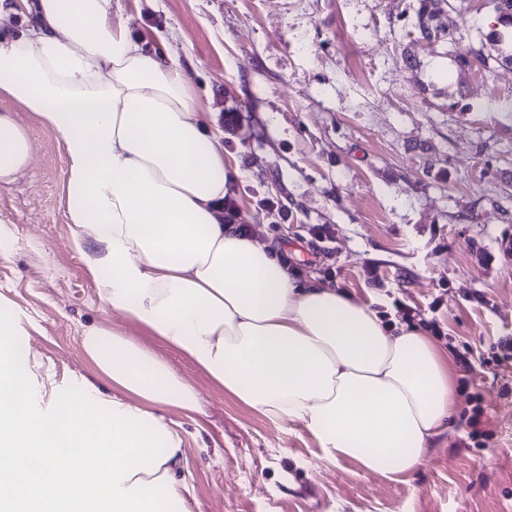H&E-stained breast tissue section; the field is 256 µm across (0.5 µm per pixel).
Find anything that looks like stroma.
I'll list each match as a JSON object with an SVG mask.
<instances>
[{"mask_svg": "<svg viewBox=\"0 0 512 512\" xmlns=\"http://www.w3.org/2000/svg\"><path fill=\"white\" fill-rule=\"evenodd\" d=\"M133 34L165 37L204 103L230 165L243 224H262L303 275L400 321L396 304L434 321L454 363L460 409L479 397L492 438L463 448L454 423L410 472L387 478L326 459L300 423L278 427L226 395L178 351L112 312L64 214V159L29 113L0 99L35 145L32 168L0 186V311L35 384L77 391L92 367L87 327L138 337L198 395L181 423L185 512H512V392L484 367L512 336V69L458 67L486 55L493 0H451L460 45L404 50L414 0H120ZM237 120L226 125L225 112ZM326 229L321 243L313 228Z\"/></svg>", "mask_w": 512, "mask_h": 512, "instance_id": "35a3bbf8", "label": "stroma"}]
</instances>
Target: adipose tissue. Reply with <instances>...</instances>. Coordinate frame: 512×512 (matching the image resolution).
Listing matches in <instances>:
<instances>
[{
    "mask_svg": "<svg viewBox=\"0 0 512 512\" xmlns=\"http://www.w3.org/2000/svg\"><path fill=\"white\" fill-rule=\"evenodd\" d=\"M0 99L29 112L65 158L66 221L113 312L158 337L238 402L298 422L325 458L384 476L414 470L450 426L458 390L428 336L350 294L289 274L219 207L235 172L202 121L181 63L132 37L113 0H0ZM33 146L0 113V185ZM24 330L0 314V512H170L187 480L179 425L193 390L153 350L92 326L94 378L51 412L11 355Z\"/></svg>",
    "mask_w": 512,
    "mask_h": 512,
    "instance_id": "1",
    "label": "adipose tissue"
}]
</instances>
